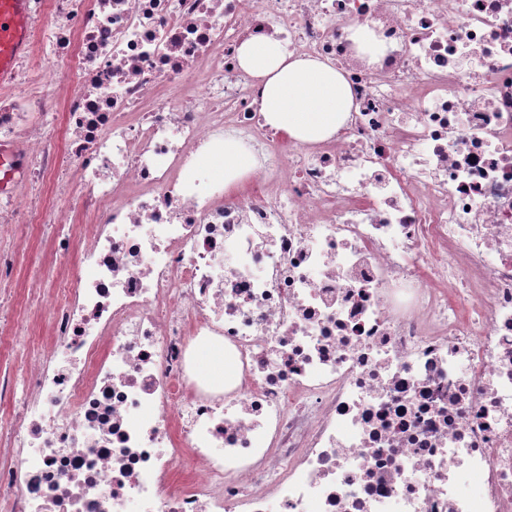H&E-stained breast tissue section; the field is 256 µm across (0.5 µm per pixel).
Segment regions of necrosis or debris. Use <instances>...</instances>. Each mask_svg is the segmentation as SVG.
<instances>
[{"label":"necrosis or debris","instance_id":"1","mask_svg":"<svg viewBox=\"0 0 512 512\" xmlns=\"http://www.w3.org/2000/svg\"><path fill=\"white\" fill-rule=\"evenodd\" d=\"M29 11L0 225L81 270L0 377L11 512H512V0ZM254 36L340 68L336 135L265 125ZM228 138L256 160L237 195L198 163Z\"/></svg>","mask_w":512,"mask_h":512}]
</instances>
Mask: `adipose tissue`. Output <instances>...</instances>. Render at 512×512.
I'll list each match as a JSON object with an SVG mask.
<instances>
[{
	"instance_id": "ef3b65f1",
	"label": "adipose tissue",
	"mask_w": 512,
	"mask_h": 512,
	"mask_svg": "<svg viewBox=\"0 0 512 512\" xmlns=\"http://www.w3.org/2000/svg\"><path fill=\"white\" fill-rule=\"evenodd\" d=\"M238 59L259 81L260 111L276 132L315 143L336 133L352 109L350 90L333 64L294 56L266 37L245 40Z\"/></svg>"
}]
</instances>
